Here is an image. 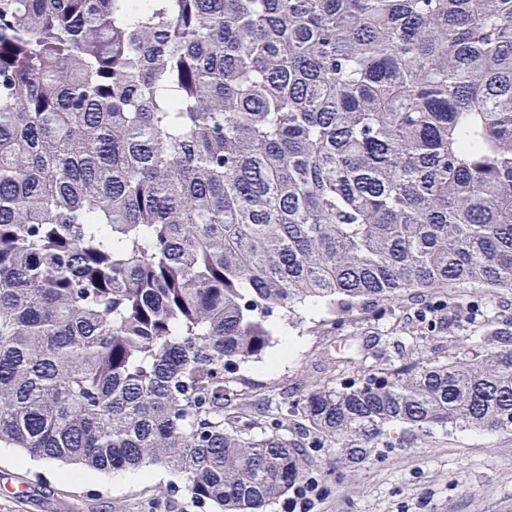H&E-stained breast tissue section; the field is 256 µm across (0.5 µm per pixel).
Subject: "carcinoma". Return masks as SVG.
I'll return each instance as SVG.
<instances>
[{
  "instance_id": "carcinoma-1",
  "label": "carcinoma",
  "mask_w": 512,
  "mask_h": 512,
  "mask_svg": "<svg viewBox=\"0 0 512 512\" xmlns=\"http://www.w3.org/2000/svg\"><path fill=\"white\" fill-rule=\"evenodd\" d=\"M512 288V0H0V447L267 512L392 427L512 431V333L318 381L225 373L306 301Z\"/></svg>"
}]
</instances>
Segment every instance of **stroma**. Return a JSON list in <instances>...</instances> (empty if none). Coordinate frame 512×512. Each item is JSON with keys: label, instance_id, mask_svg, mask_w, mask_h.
I'll return each instance as SVG.
<instances>
[{"label": "stroma", "instance_id": "stroma-1", "mask_svg": "<svg viewBox=\"0 0 512 512\" xmlns=\"http://www.w3.org/2000/svg\"><path fill=\"white\" fill-rule=\"evenodd\" d=\"M300 325L275 328L262 358L237 364L230 391L244 394L242 419L259 437L312 383L346 382L375 368L444 362L464 340L505 329L512 332V288L487 293L440 289L396 302L368 303L342 326L325 322L321 305L301 306ZM295 348L281 357L285 337ZM390 443L369 461L346 466L335 451L314 455L310 512H512V431L467 427L412 434L390 432ZM44 460L22 464L0 448V512H211L196 503L182 480L161 467L138 478L127 469L93 473Z\"/></svg>", "mask_w": 512, "mask_h": 512}]
</instances>
